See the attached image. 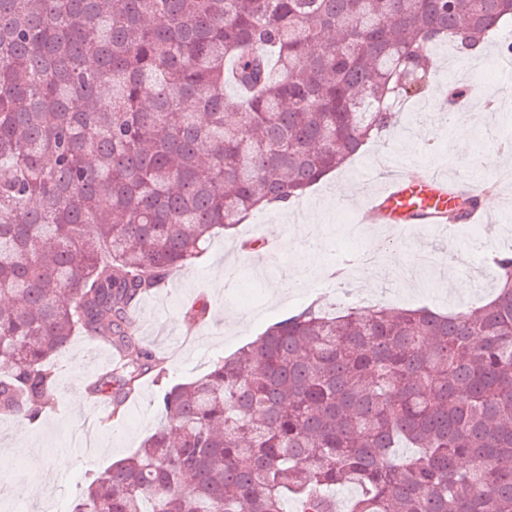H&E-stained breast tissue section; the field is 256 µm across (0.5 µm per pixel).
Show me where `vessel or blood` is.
<instances>
[{
  "label": "vessel or blood",
  "instance_id": "b4317fda",
  "mask_svg": "<svg viewBox=\"0 0 512 512\" xmlns=\"http://www.w3.org/2000/svg\"><path fill=\"white\" fill-rule=\"evenodd\" d=\"M380 187L368 196L362 211L365 224H383L404 235L414 229L449 236L462 224L484 217V207L460 211L454 178L395 173L380 179Z\"/></svg>",
  "mask_w": 512,
  "mask_h": 512
}]
</instances>
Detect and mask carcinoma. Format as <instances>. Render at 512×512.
<instances>
[{"mask_svg": "<svg viewBox=\"0 0 512 512\" xmlns=\"http://www.w3.org/2000/svg\"><path fill=\"white\" fill-rule=\"evenodd\" d=\"M508 17L512 0H0V415L53 405L48 362L77 333L136 348L141 296L394 128L434 45ZM495 265L479 307L312 303L269 325L162 390L164 422L74 512H336L342 484L348 512H512V250ZM158 366L93 392L119 407Z\"/></svg>", "mask_w": 512, "mask_h": 512, "instance_id": "carcinoma-1", "label": "carcinoma"}]
</instances>
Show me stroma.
Masks as SVG:
<instances>
[{
	"label": "stroma",
	"instance_id": "35a3bbf8",
	"mask_svg": "<svg viewBox=\"0 0 512 512\" xmlns=\"http://www.w3.org/2000/svg\"><path fill=\"white\" fill-rule=\"evenodd\" d=\"M508 44H512L511 21L500 27L482 60L464 65V84L471 96L466 122L448 118L449 62L457 54L442 43L432 52L440 74L424 94L402 105L401 130L388 133L383 142L369 146L314 186L294 210L265 209L231 234H217L204 254L172 271L160 288L138 300L134 318L140 347L162 359L164 373H148L137 395L122 404V419L112 424H100L87 405L86 373L97 342L75 336L67 353L50 362L57 396L41 425L0 418V452L10 453L12 459L10 469L0 473V512H52L57 506L73 512L88 484L87 473H102L112 461L135 453L163 422L157 396L164 385L203 376L213 361L233 354L266 326L311 302L333 313L342 309L347 294L360 291L373 305L427 306L448 312L458 302L474 306L486 298L494 283L483 276L468 236L448 242L418 234L410 242H392L383 229L357 234L352 227L359 202L376 187V177L385 165L402 164L414 175L444 169L452 176L491 183L499 197L512 194V189L495 183L496 168L512 165V153L507 150L512 142V109L495 100L497 86L489 80L501 49ZM418 126L428 128V137H413ZM341 186L348 191L343 198L337 195ZM312 216L318 223L309 232L305 225ZM250 237L264 239L266 249L259 254L242 250V241ZM351 248L381 254L376 287H368L360 273L348 284H330L328 267ZM419 249L452 257L469 289L450 290L438 274L401 280L399 269ZM313 259L318 260L320 271L285 288L289 273L307 267ZM222 267L228 274L220 282L216 274ZM198 297L209 302L210 314L204 323L191 327L183 311ZM64 451L72 457L62 467L58 456Z\"/></svg>",
	"mask_w": 512,
	"mask_h": 512
}]
</instances>
